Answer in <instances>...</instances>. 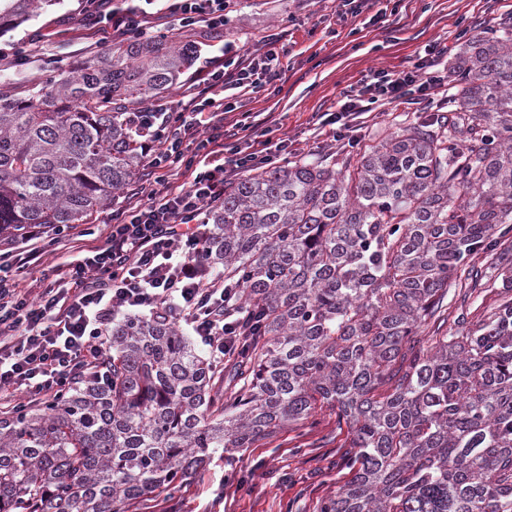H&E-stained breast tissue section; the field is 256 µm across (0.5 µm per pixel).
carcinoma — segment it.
Here are the masks:
<instances>
[{"label":"carcinoma","instance_id":"carcinoma-1","mask_svg":"<svg viewBox=\"0 0 512 512\" xmlns=\"http://www.w3.org/2000/svg\"><path fill=\"white\" fill-rule=\"evenodd\" d=\"M41 5L0 0V29ZM197 56L189 39H133L26 95L0 91V231L109 205L144 158L130 107ZM449 70L448 119L372 138L356 160L288 161L225 186L204 272L223 267L260 320L236 391L212 395L220 375L168 318L112 324L108 384L0 419V512H132L319 402L357 449L320 512H512V298L417 340L449 288H512V27Z\"/></svg>","mask_w":512,"mask_h":512}]
</instances>
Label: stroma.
Listing matches in <instances>:
<instances>
[{"mask_svg":"<svg viewBox=\"0 0 512 512\" xmlns=\"http://www.w3.org/2000/svg\"><path fill=\"white\" fill-rule=\"evenodd\" d=\"M342 0H232L224 40L244 52L262 53L264 40L282 34L290 64L282 90L251 94L243 89L224 93L231 106L225 125L245 119L244 139L265 136L277 162L343 153L342 142L324 136L319 116L335 111L345 92L360 88L370 69L400 70L418 60L426 44L447 40L469 29L479 36L512 21L504 0L487 8L484 0H373L369 9L344 14ZM81 0H61L37 17L0 34V43H23L28 50L22 67L0 65V83L41 85L57 77L60 67L77 69L91 55L111 48L79 23ZM417 105H374L361 136L388 134L426 120ZM155 176L142 166L136 178L113 195L111 204L87 216L82 226L96 231L112 217L145 203L155 189ZM71 246L47 245L43 264L17 269L10 253L0 254V272L29 282L51 284L54 265ZM498 291L467 287L450 289L437 319L442 329L453 328L461 311L476 312L480 304L499 300ZM355 454L348 426L335 407H318L312 422L278 431L254 447L207 462L184 482L180 491L159 489L141 501L136 512H318L320 502L333 495L348 477L346 463Z\"/></svg>","mask_w":512,"mask_h":512,"instance_id":"stroma-1","label":"stroma"}]
</instances>
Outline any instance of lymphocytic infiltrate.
Returning a JSON list of instances; mask_svg holds the SVG:
<instances>
[{
  "label": "lymphocytic infiltrate",
  "instance_id": "f902f5d3",
  "mask_svg": "<svg viewBox=\"0 0 512 512\" xmlns=\"http://www.w3.org/2000/svg\"><path fill=\"white\" fill-rule=\"evenodd\" d=\"M89 28L125 41L147 35L156 21L171 19L180 27L206 23L219 35L229 0H134L120 10H106L104 0H86ZM279 39L269 36L260 56L242 57L219 48L202 58L195 73L202 80L209 113L186 118L166 104L133 113L132 119L161 170L165 188L150 193L129 219L110 225L102 244L62 262L58 287H23L0 276V396L50 399L88 376L108 381L111 328L121 315L136 311L167 314L185 322L211 359L224 362L239 352L248 331L238 289L223 274L199 275L207 250L209 206L224 198L227 177L271 164L265 142L242 140L224 127L226 85L258 93L276 86L286 74ZM447 43L426 45L411 68L369 71L357 94L337 111L321 116L332 138L349 134L353 122L376 103L433 105L448 87L439 67ZM193 144L185 154L183 144Z\"/></svg>",
  "mask_w": 512,
  "mask_h": 512
}]
</instances>
